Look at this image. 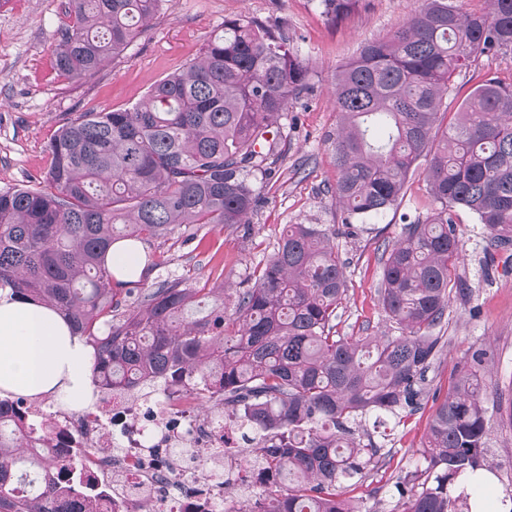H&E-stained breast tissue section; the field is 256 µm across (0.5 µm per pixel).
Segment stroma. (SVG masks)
I'll use <instances>...</instances> for the list:
<instances>
[{"instance_id":"stroma-1","label":"stroma","mask_w":512,"mask_h":512,"mask_svg":"<svg viewBox=\"0 0 512 512\" xmlns=\"http://www.w3.org/2000/svg\"><path fill=\"white\" fill-rule=\"evenodd\" d=\"M420 0H358L340 21L323 14L319 0H164L149 25L128 48L92 76L68 79L54 67L53 48L68 24L65 0H0V189L37 185L50 164L48 145L58 129L85 112L128 109L159 80L200 56L228 17L270 22L310 69V88L290 100L282 155L273 179L263 184L251 235L209 224L198 232L181 229L145 246L154 268L148 284L180 281L182 287L220 285L225 303L251 287L253 271L265 262L282 230L291 224H340L334 186L336 168L327 138L335 128L336 73L363 42L386 35L407 20ZM512 81V52L481 57L456 77L446 102V123L455 122L463 99L485 75ZM423 175L407 183L397 207L357 223L336 243L347 265L348 290L337 311L343 336H385L391 332L377 289L384 243L403 224L431 208ZM463 254L452 277L468 285V296H453L444 347L427 374L422 405L413 415L385 416L384 430L365 421L380 439V460L364 482L345 496L365 512H394L407 473L422 465L420 450L434 401L444 398L456 378L473 369L488 387V459L498 494L512 490V427L502 424L497 396L512 395V270L495 260V248L476 214L455 211ZM487 358L474 365L472 354Z\"/></svg>"}]
</instances>
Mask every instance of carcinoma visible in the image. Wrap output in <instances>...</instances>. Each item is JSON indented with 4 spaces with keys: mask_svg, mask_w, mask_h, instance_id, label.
<instances>
[{
    "mask_svg": "<svg viewBox=\"0 0 512 512\" xmlns=\"http://www.w3.org/2000/svg\"><path fill=\"white\" fill-rule=\"evenodd\" d=\"M163 0H67L71 22L54 49L60 75H93L121 54ZM340 21L358 0H320ZM479 11L421 0L386 36L365 42L336 74L339 121L328 138L342 224L396 207L422 171L434 208L404 224L382 253L380 302L397 334L370 344L338 336L347 292L336 227L291 224L254 285L232 307L210 288L207 314L189 320L200 290L178 281L120 287L104 257L189 224L252 232L260 192L282 151L280 120L308 88V66L272 26L224 18V30L183 70L155 84L132 110L87 112L48 145L39 189H0V291L55 307L95 351L94 384L171 392L211 378L208 399L255 447L250 462L288 480L252 508L223 512H358L341 495L379 463L362 439L370 414L396 418L421 405L426 373L442 351L451 293L466 294L450 266L462 252L453 214L478 215L512 264V84L488 75L442 122V101L462 67L512 51V0ZM425 166H419V160ZM481 377L463 375L437 405L420 455L424 468L399 489L401 512H471L462 477L487 462ZM62 476L54 458L0 399V512H54Z\"/></svg>",
    "mask_w": 512,
    "mask_h": 512,
    "instance_id": "cac0c4a2",
    "label": "carcinoma"
}]
</instances>
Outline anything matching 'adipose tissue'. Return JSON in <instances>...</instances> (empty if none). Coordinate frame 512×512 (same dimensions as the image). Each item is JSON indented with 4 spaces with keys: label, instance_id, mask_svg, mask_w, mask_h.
Returning <instances> with one entry per match:
<instances>
[{
    "label": "adipose tissue",
    "instance_id": "obj_1",
    "mask_svg": "<svg viewBox=\"0 0 512 512\" xmlns=\"http://www.w3.org/2000/svg\"><path fill=\"white\" fill-rule=\"evenodd\" d=\"M93 363L58 310L0 297V395L90 400Z\"/></svg>",
    "mask_w": 512,
    "mask_h": 512
}]
</instances>
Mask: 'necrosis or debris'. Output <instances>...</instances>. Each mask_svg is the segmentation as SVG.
I'll use <instances>...</instances> for the list:
<instances>
[{
  "label": "necrosis or debris",
  "instance_id": "1",
  "mask_svg": "<svg viewBox=\"0 0 512 512\" xmlns=\"http://www.w3.org/2000/svg\"><path fill=\"white\" fill-rule=\"evenodd\" d=\"M203 392L196 383L171 403L156 390H103L81 409L37 400L15 411L44 434L64 469L79 467L84 481L106 484L96 512H218L227 484L254 489L267 477L241 455L246 442L225 428L223 409H194Z\"/></svg>",
  "mask_w": 512,
  "mask_h": 512
}]
</instances>
